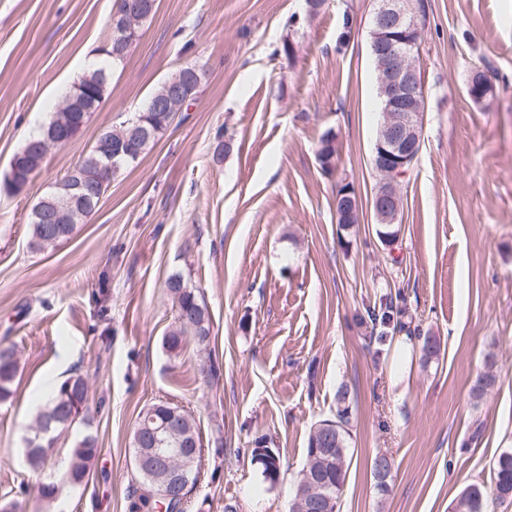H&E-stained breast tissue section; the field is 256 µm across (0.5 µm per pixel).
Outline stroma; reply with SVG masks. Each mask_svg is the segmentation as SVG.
I'll return each mask as SVG.
<instances>
[{
  "label": "stroma",
  "mask_w": 512,
  "mask_h": 512,
  "mask_svg": "<svg viewBox=\"0 0 512 512\" xmlns=\"http://www.w3.org/2000/svg\"><path fill=\"white\" fill-rule=\"evenodd\" d=\"M422 147L401 182L398 238L376 234L371 165L380 116L369 48L372 0H157L151 23L112 70L103 106L52 149L21 194L0 193V342L15 345L14 395L0 403V495L22 512H130L131 436L158 400L184 407L205 448L186 512H290L311 428L351 395V463L341 512H449L467 485L490 486L512 450V0H424ZM113 0H0V177L100 53ZM291 54H284V45ZM206 65L202 93L95 213L54 249L27 247L28 215L99 134L141 109L180 65ZM490 64L499 95L465 84ZM336 135L337 170L317 149ZM351 182L360 219L336 222ZM182 273L204 295L219 383L194 344L170 355ZM108 280L110 312L93 301ZM393 302L394 325L368 309ZM437 336L422 363L414 329ZM479 407L470 389L489 369ZM87 377L98 453L87 481L50 503L20 494L57 474L83 428L32 471L24 439L42 392ZM284 461L277 485L251 462L258 442ZM393 463L379 493L371 460ZM466 90L469 96L479 104L489 103L497 96L495 84L480 68H476L470 73ZM486 365L489 369L476 379L470 391V397L474 404L483 400L485 394L496 384V376L491 371V368L495 365V354L493 352L487 354Z\"/></svg>",
  "instance_id": "35a3bbf8"
}]
</instances>
